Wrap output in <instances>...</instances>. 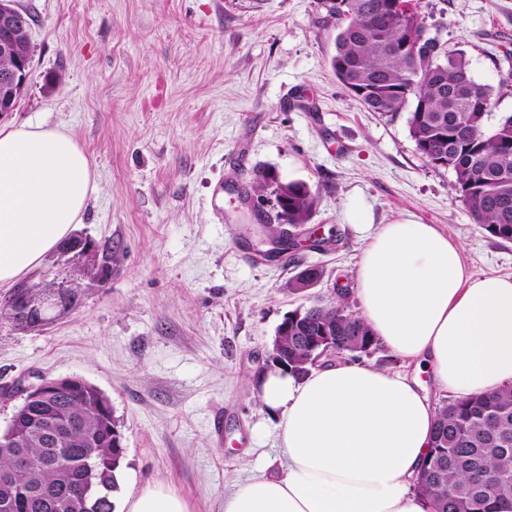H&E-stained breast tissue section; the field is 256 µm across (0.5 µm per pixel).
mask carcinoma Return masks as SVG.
I'll list each match as a JSON object with an SVG mask.
<instances>
[{
	"instance_id": "carcinoma-1",
	"label": "carcinoma",
	"mask_w": 512,
	"mask_h": 512,
	"mask_svg": "<svg viewBox=\"0 0 512 512\" xmlns=\"http://www.w3.org/2000/svg\"><path fill=\"white\" fill-rule=\"evenodd\" d=\"M323 6L336 21L330 65L347 95L383 117L407 113L417 153L431 168L453 172L456 199L472 221L512 242V113L487 124L495 88L472 76L463 53H434L420 42L427 21L419 0H324ZM252 190L259 198L275 196V218L260 220L267 238L284 224L309 223L317 205L307 183L284 182L272 170L257 174ZM321 273L306 266L291 290L304 291ZM310 336L331 337L339 358L351 361L378 349L343 294L288 314L281 347L297 378L314 368ZM106 401L96 386L81 383L23 407L0 437V512H113L125 448ZM23 457L32 462L27 470L17 467ZM413 490L430 512H498L512 501V386L451 399L436 410L431 449Z\"/></svg>"
}]
</instances>
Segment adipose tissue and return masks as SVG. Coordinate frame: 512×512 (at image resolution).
Wrapping results in <instances>:
<instances>
[{"instance_id": "obj_1", "label": "adipose tissue", "mask_w": 512, "mask_h": 512, "mask_svg": "<svg viewBox=\"0 0 512 512\" xmlns=\"http://www.w3.org/2000/svg\"><path fill=\"white\" fill-rule=\"evenodd\" d=\"M94 189L89 158L70 133L0 128V288L70 237ZM356 281L361 318L386 350L413 364V375L356 362L301 380L267 372L258 396L279 415L282 470L235 484L224 512H429L410 488L435 424L418 374L458 399L512 384V278L473 275L435 225H381ZM125 512L190 509L156 482Z\"/></svg>"}]
</instances>
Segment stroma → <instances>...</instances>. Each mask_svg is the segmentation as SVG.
Instances as JSON below:
<instances>
[{"label":"stroma","instance_id":"stroma-1","mask_svg":"<svg viewBox=\"0 0 512 512\" xmlns=\"http://www.w3.org/2000/svg\"><path fill=\"white\" fill-rule=\"evenodd\" d=\"M446 50L492 85V119L512 113V0H422ZM32 17V76L0 128L43 123L87 153L96 190L75 232L112 246L108 282L85 281L52 324L0 318V389L79 376L102 390L123 435L114 507L162 482L191 512L278 474V416L257 379L288 312L333 299L355 272L368 227L433 224L478 276L512 277V242L474 224L454 175L417 154L405 116L352 100L329 59L322 0H17ZM318 191L311 228L330 250L296 265L252 261L256 172ZM319 285L288 290L297 264ZM223 415L222 433L213 419Z\"/></svg>","mask_w":512,"mask_h":512}]
</instances>
